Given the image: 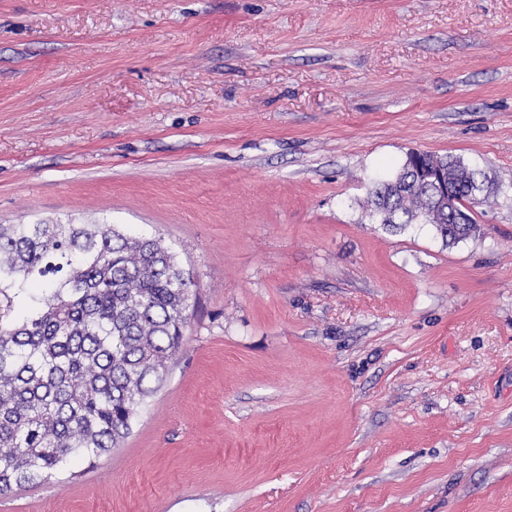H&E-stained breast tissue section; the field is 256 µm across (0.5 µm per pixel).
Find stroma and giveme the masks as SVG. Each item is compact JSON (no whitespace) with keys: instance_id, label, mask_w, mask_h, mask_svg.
<instances>
[{"instance_id":"1","label":"stroma","mask_w":512,"mask_h":512,"mask_svg":"<svg viewBox=\"0 0 512 512\" xmlns=\"http://www.w3.org/2000/svg\"><path fill=\"white\" fill-rule=\"evenodd\" d=\"M414 151L479 232L370 216ZM189 273L118 448L0 512H512V0H0V224Z\"/></svg>"}]
</instances>
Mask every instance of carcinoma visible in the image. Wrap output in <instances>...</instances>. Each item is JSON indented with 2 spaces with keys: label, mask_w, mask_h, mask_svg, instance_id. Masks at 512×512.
Returning <instances> with one entry per match:
<instances>
[{
  "label": "carcinoma",
  "mask_w": 512,
  "mask_h": 512,
  "mask_svg": "<svg viewBox=\"0 0 512 512\" xmlns=\"http://www.w3.org/2000/svg\"><path fill=\"white\" fill-rule=\"evenodd\" d=\"M455 180L456 219H438L416 171ZM479 172L423 152L376 183L372 216L429 224L447 243L477 229ZM190 279L159 240L112 224H0V494L93 461L129 434L165 379L186 327Z\"/></svg>",
  "instance_id": "cac0c4a2"
}]
</instances>
